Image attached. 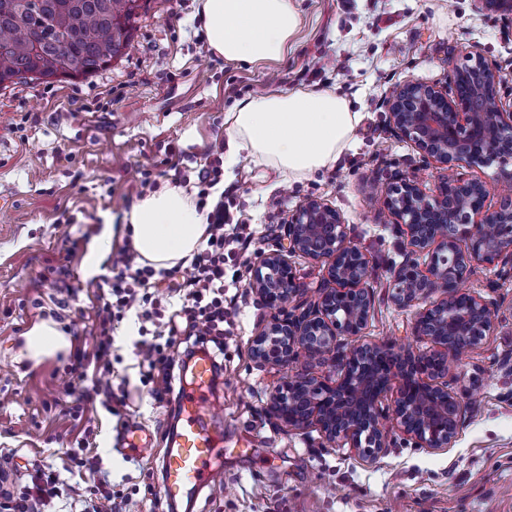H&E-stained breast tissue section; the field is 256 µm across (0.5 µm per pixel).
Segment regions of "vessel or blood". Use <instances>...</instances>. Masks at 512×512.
Returning <instances> with one entry per match:
<instances>
[{"label":"vessel or blood","instance_id":"b4317fda","mask_svg":"<svg viewBox=\"0 0 512 512\" xmlns=\"http://www.w3.org/2000/svg\"><path fill=\"white\" fill-rule=\"evenodd\" d=\"M193 381L180 401L181 426L160 459L162 486L168 501L212 489L220 481L218 461L224 455L204 419L210 409L207 392L212 376L208 356L197 358Z\"/></svg>","mask_w":512,"mask_h":512}]
</instances>
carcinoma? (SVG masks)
I'll use <instances>...</instances> for the list:
<instances>
[{
  "label": "carcinoma",
  "instance_id": "carcinoma-1",
  "mask_svg": "<svg viewBox=\"0 0 512 512\" xmlns=\"http://www.w3.org/2000/svg\"><path fill=\"white\" fill-rule=\"evenodd\" d=\"M148 3L0 0V87L18 79L85 77L106 68L132 46L134 25Z\"/></svg>",
  "mask_w": 512,
  "mask_h": 512
}]
</instances>
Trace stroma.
Instances as JSON below:
<instances>
[{
    "label": "stroma",
    "instance_id": "35a3bbf8",
    "mask_svg": "<svg viewBox=\"0 0 512 512\" xmlns=\"http://www.w3.org/2000/svg\"><path fill=\"white\" fill-rule=\"evenodd\" d=\"M197 4L150 0L129 54L90 77L0 88V453L17 464L18 485L50 467L61 495L49 512H83L81 497L100 475L112 486L114 512H168L156 465L178 418L180 349L170 350L173 391L157 400L134 347L136 317L127 315L114 332L112 393L104 395L94 360L96 282L125 244L121 226L142 196L143 172L154 185L197 194L205 149L226 145L224 114L235 101L271 89L328 88L361 116L351 148L332 167L291 183L245 158L219 184L225 209L259 241L224 245V304L237 318L224 340V376L210 394L223 411L212 430L224 448V477L190 512H512V278L480 266L463 284L494 299L497 312L492 335L448 371L469 405L453 447L398 440L373 461L317 429L267 420L272 390L305 366L252 358L251 342L273 311L248 286L253 264L276 242L282 212L321 198L376 274L374 312L350 345L425 349L415 335L417 306L389 298L388 268L401 262L402 243L380 190L409 173L433 191L437 164L393 131L388 100L411 81L446 87L476 55L499 64V93L512 99V14L477 10L474 0H301L294 50L258 69L224 62L204 46ZM84 103L93 111H81ZM57 287L73 291L62 311L50 300ZM50 320L70 352L25 359V333ZM77 349L85 355L80 380L70 373ZM132 425L151 435L150 453L123 450ZM77 456L93 461L97 474L76 466Z\"/></svg>",
    "mask_w": 512,
    "mask_h": 512
}]
</instances>
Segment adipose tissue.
Returning a JSON list of instances; mask_svg holds the SVG:
<instances>
[{
	"label": "adipose tissue",
	"mask_w": 512,
	"mask_h": 512,
	"mask_svg": "<svg viewBox=\"0 0 512 512\" xmlns=\"http://www.w3.org/2000/svg\"><path fill=\"white\" fill-rule=\"evenodd\" d=\"M197 16L208 46L228 62L265 65L287 55L303 18L298 0H199ZM360 121L349 102L330 89L267 92L238 101L224 115L229 141L225 169L248 156L278 169L288 180L331 167L354 139ZM124 233L154 269L186 263L206 235V217L184 189L162 185L125 216ZM29 360L68 347L49 323L24 335Z\"/></svg>",
	"instance_id": "ef3b65f1"
}]
</instances>
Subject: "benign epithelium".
Segmentation results:
<instances>
[{
    "label": "benign epithelium",
    "instance_id": "benign-epithelium-1",
    "mask_svg": "<svg viewBox=\"0 0 512 512\" xmlns=\"http://www.w3.org/2000/svg\"><path fill=\"white\" fill-rule=\"evenodd\" d=\"M467 82L462 96L458 85ZM501 70L480 60L440 89L408 83L390 98V123L402 137L442 166L433 193L417 177L403 175L386 193L384 208L406 241L403 261L389 271L391 301L424 304L415 336L425 351L395 349L391 343L345 350L361 335L375 305L373 268L350 237L340 214L320 198H308L279 225L275 248L262 253L248 287L274 310L252 340L253 358L283 366L300 354L322 363L332 356L337 377L300 374L277 387L265 407L278 425L319 428L331 443L375 460L389 447L387 423L417 448H450L464 406L440 370L456 349H473L489 335L493 303L462 294L459 285L475 266L512 278V99L500 97ZM498 164L493 184L462 177L460 168ZM499 205H487L490 191ZM322 263L325 274L316 299L296 301L300 292L290 257Z\"/></svg>",
    "mask_w": 512,
    "mask_h": 512
}]
</instances>
